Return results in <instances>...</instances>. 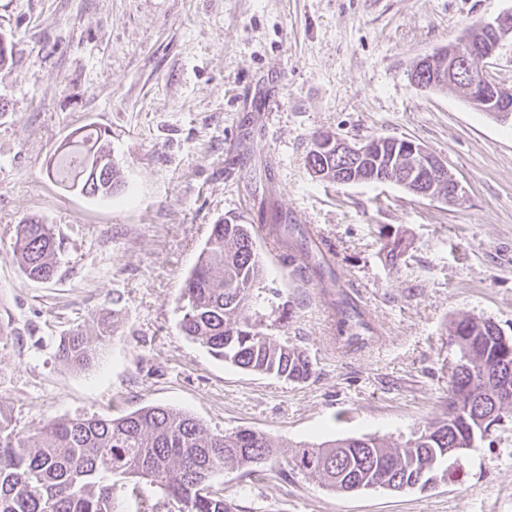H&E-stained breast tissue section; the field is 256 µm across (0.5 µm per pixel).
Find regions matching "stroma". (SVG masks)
<instances>
[{"mask_svg": "<svg viewBox=\"0 0 512 512\" xmlns=\"http://www.w3.org/2000/svg\"><path fill=\"white\" fill-rule=\"evenodd\" d=\"M512 0H0V412L26 436L62 418L165 405L215 433L251 429L264 461L214 476L235 512H512V427L425 489L338 493L291 462L299 446L400 443L448 413L452 320L512 336V124L455 88L410 78ZM112 133L120 186L65 191L46 163L74 130ZM410 138L465 186L456 206L395 183L311 173L314 137ZM59 244L53 279L19 269L16 228ZM249 224L265 276L249 309L302 349L308 380L214 358L180 329L181 288L214 224ZM404 239L396 263L382 250ZM377 339L336 341L340 298ZM111 331L85 368L74 331ZM120 512H177L144 480H114Z\"/></svg>", "mask_w": 512, "mask_h": 512, "instance_id": "35a3bbf8", "label": "stroma"}]
</instances>
